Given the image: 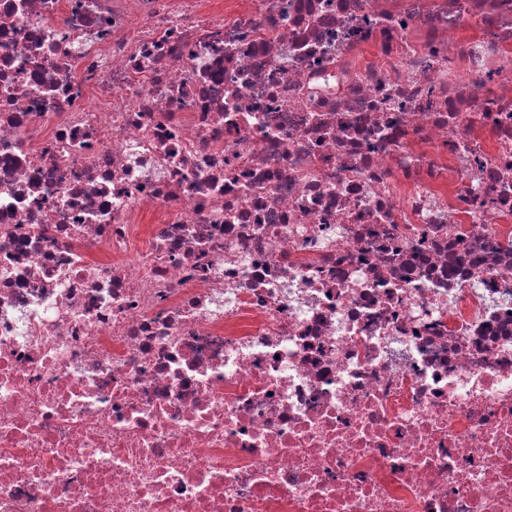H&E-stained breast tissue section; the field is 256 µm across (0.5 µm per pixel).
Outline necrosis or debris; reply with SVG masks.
<instances>
[{"instance_id": "necrosis-or-debris-1", "label": "necrosis or debris", "mask_w": 512, "mask_h": 512, "mask_svg": "<svg viewBox=\"0 0 512 512\" xmlns=\"http://www.w3.org/2000/svg\"><path fill=\"white\" fill-rule=\"evenodd\" d=\"M0 512H512V0H0Z\"/></svg>"}]
</instances>
